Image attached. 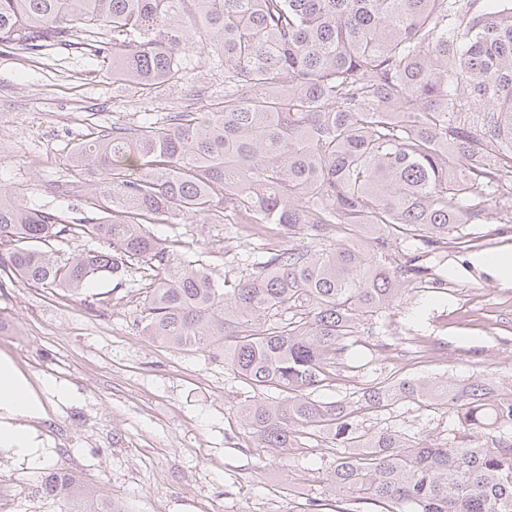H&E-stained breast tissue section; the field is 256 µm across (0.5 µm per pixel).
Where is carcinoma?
I'll use <instances>...</instances> for the list:
<instances>
[{
    "label": "carcinoma",
    "mask_w": 512,
    "mask_h": 512,
    "mask_svg": "<svg viewBox=\"0 0 512 512\" xmlns=\"http://www.w3.org/2000/svg\"><path fill=\"white\" fill-rule=\"evenodd\" d=\"M78 24L116 84L157 97L201 48L224 95L71 149L72 170L96 175L93 217L70 226L1 193L0 270L79 294L143 264L145 335L224 356L266 447L331 435L343 501L512 512V384L385 379L352 402L313 398L359 327L428 275L418 253L392 260L399 245L512 223V0H0V48H67ZM224 209L288 236L231 288L151 230ZM74 233L102 246L57 262ZM406 401L448 409L447 440L358 423ZM43 489L64 512L94 500L64 469Z\"/></svg>",
    "instance_id": "carcinoma-1"
}]
</instances>
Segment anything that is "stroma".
Returning a JSON list of instances; mask_svg holds the SVG:
<instances>
[{
  "mask_svg": "<svg viewBox=\"0 0 512 512\" xmlns=\"http://www.w3.org/2000/svg\"><path fill=\"white\" fill-rule=\"evenodd\" d=\"M224 93V71L193 57L180 82L157 98L112 83L101 60L80 48L35 56L0 51V190L23 203L86 214L87 178L67 154L91 133L144 114L162 117ZM154 233L199 259L219 280L238 281L253 247L286 239L221 218L157 224ZM512 252V226L465 224L423 263L445 289L416 285L389 315L360 326L322 402L354 399L368 381L492 375L512 382V280L481 256ZM149 270L95 279L73 296L17 280L0 287V354L41 394L40 413L17 422L38 443L20 456L0 447V512H61L45 497L52 470L73 472L114 512H335L325 481L336 458L328 436L283 454L264 447L239 414L246 392L223 357L175 350L145 336ZM369 430L447 438L444 408L404 402L362 412Z\"/></svg>",
  "mask_w": 512,
  "mask_h": 512,
  "instance_id": "stroma-1",
  "label": "stroma"
}]
</instances>
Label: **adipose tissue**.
Here are the masks:
<instances>
[{"instance_id": "obj_1", "label": "adipose tissue", "mask_w": 512, "mask_h": 512, "mask_svg": "<svg viewBox=\"0 0 512 512\" xmlns=\"http://www.w3.org/2000/svg\"><path fill=\"white\" fill-rule=\"evenodd\" d=\"M38 393L13 362L0 355V447L28 454L33 446L31 437L12 421L13 416L41 410Z\"/></svg>"}]
</instances>
